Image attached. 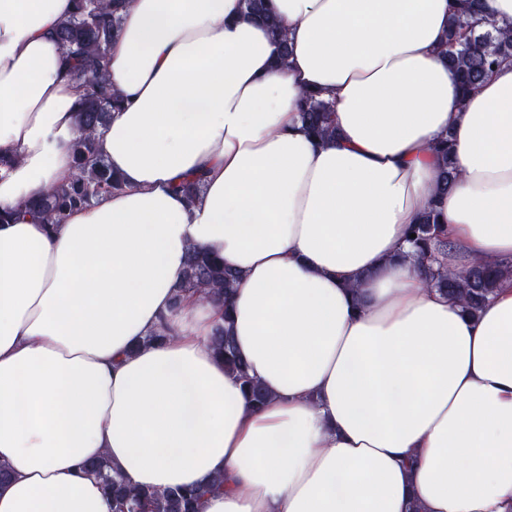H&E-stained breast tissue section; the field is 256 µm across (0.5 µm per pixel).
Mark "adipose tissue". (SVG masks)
<instances>
[{
  "label": "adipose tissue",
  "instance_id": "1",
  "mask_svg": "<svg viewBox=\"0 0 512 512\" xmlns=\"http://www.w3.org/2000/svg\"><path fill=\"white\" fill-rule=\"evenodd\" d=\"M269 4L283 64L240 0H130L99 140L122 190L0 223V512H112L103 455L137 487L223 479L203 512H512V278L469 315L405 241L432 203L449 271L512 260V64L462 97L449 0ZM74 10L0 0V210L74 169ZM193 248L238 272L230 311L177 294ZM227 319L264 407L210 347ZM321 93H309L305 97L304 107L301 112V119L306 130L320 139L331 138L334 135L335 112L332 102L320 98ZM452 147L453 144L451 142V138L442 139L433 146L434 152L438 155L441 161L438 183L439 191L441 193H447L448 188L453 185L458 176L451 160Z\"/></svg>",
  "mask_w": 512,
  "mask_h": 512
}]
</instances>
